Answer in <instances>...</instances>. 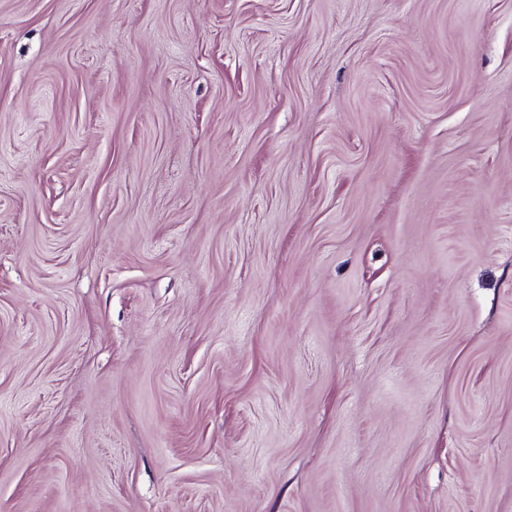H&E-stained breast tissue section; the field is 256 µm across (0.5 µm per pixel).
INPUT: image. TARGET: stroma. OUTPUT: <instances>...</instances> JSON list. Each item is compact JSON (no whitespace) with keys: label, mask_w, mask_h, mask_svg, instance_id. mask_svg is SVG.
<instances>
[{"label":"stroma","mask_w":512,"mask_h":512,"mask_svg":"<svg viewBox=\"0 0 512 512\" xmlns=\"http://www.w3.org/2000/svg\"><path fill=\"white\" fill-rule=\"evenodd\" d=\"M0 512H512V0H0Z\"/></svg>","instance_id":"stroma-1"}]
</instances>
